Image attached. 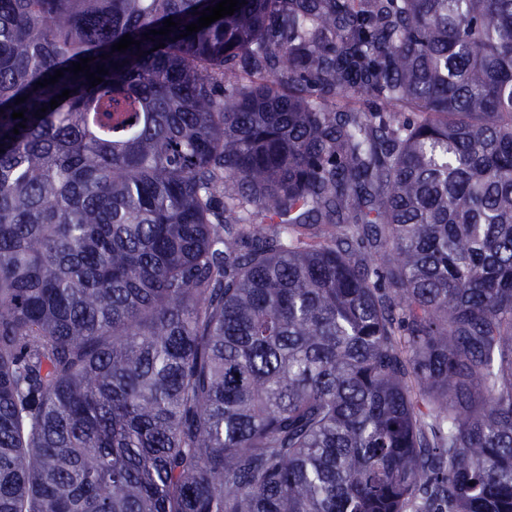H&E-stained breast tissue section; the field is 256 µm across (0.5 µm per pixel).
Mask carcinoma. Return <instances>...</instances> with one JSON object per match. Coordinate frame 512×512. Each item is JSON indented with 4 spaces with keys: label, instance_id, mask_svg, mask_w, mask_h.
Masks as SVG:
<instances>
[{
    "label": "carcinoma",
    "instance_id": "obj_1",
    "mask_svg": "<svg viewBox=\"0 0 512 512\" xmlns=\"http://www.w3.org/2000/svg\"><path fill=\"white\" fill-rule=\"evenodd\" d=\"M218 2L0 0V512H512V0Z\"/></svg>",
    "mask_w": 512,
    "mask_h": 512
}]
</instances>
